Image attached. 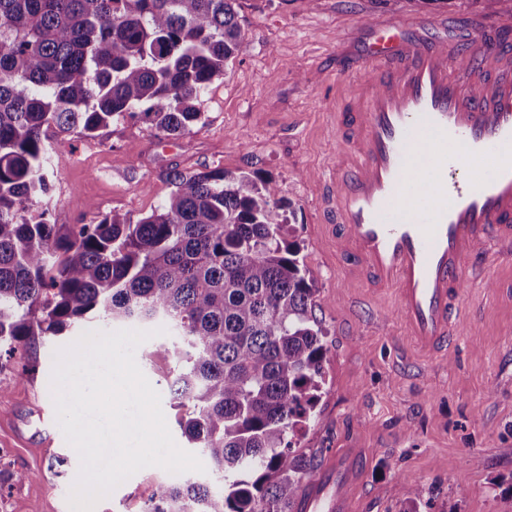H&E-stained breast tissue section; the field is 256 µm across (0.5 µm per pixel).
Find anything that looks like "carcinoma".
Listing matches in <instances>:
<instances>
[{
  "mask_svg": "<svg viewBox=\"0 0 512 512\" xmlns=\"http://www.w3.org/2000/svg\"><path fill=\"white\" fill-rule=\"evenodd\" d=\"M234 2L0 0V353L86 319L176 331L150 356L175 363L178 424L222 488L170 484L142 512H292L314 477L296 436L328 348L276 186L175 172L135 224H53L46 207L49 130L130 117L169 136L202 121V93L245 47Z\"/></svg>",
  "mask_w": 512,
  "mask_h": 512,
  "instance_id": "carcinoma-1",
  "label": "carcinoma"
}]
</instances>
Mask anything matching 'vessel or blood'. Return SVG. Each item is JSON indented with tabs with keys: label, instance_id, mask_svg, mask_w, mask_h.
Here are the masks:
<instances>
[{
	"label": "vessel or blood",
	"instance_id": "1",
	"mask_svg": "<svg viewBox=\"0 0 512 512\" xmlns=\"http://www.w3.org/2000/svg\"><path fill=\"white\" fill-rule=\"evenodd\" d=\"M366 57L373 78L357 91L336 186L339 248L392 290L407 335L434 352L465 319L454 299L466 271L489 244L512 253V47L430 45L388 25ZM463 59L488 94L452 78ZM357 456L316 474L299 512H351Z\"/></svg>",
	"mask_w": 512,
	"mask_h": 512
}]
</instances>
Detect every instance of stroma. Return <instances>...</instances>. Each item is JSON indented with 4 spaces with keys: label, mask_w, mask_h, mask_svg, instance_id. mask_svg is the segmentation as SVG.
<instances>
[{
    "label": "stroma",
    "mask_w": 512,
    "mask_h": 512,
    "mask_svg": "<svg viewBox=\"0 0 512 512\" xmlns=\"http://www.w3.org/2000/svg\"><path fill=\"white\" fill-rule=\"evenodd\" d=\"M237 10L246 47L203 94L204 118L190 133L167 137L130 118L93 137L49 132L53 222L92 224L109 213L138 221L166 202L176 171L221 167L272 180L317 288L328 348L325 392L300 451L322 469L336 451L363 449L352 512H404L416 488L430 502L425 512H512V494L497 488L512 480V257L468 273L457 300L467 321L447 351L427 355L406 336L392 293L339 252L333 228L339 116L369 75L373 33L394 23L418 40L512 38V0H238ZM71 342L40 337L0 367V512H70L58 491L71 488L79 457L47 390L54 351ZM152 344L137 348L136 362L175 442L189 449L168 389L173 363L150 358ZM61 454L70 460L62 480L52 468ZM15 472L28 480L13 481ZM172 480L142 469L95 512H140Z\"/></svg>",
    "instance_id": "35a3bbf8"
}]
</instances>
